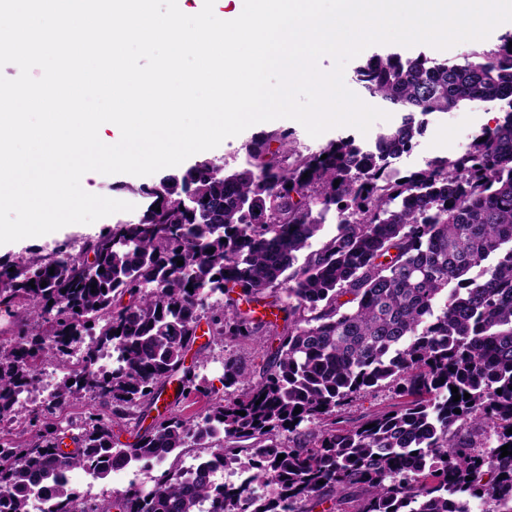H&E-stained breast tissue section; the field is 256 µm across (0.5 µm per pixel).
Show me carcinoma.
I'll return each instance as SVG.
<instances>
[{
    "label": "carcinoma",
    "mask_w": 512,
    "mask_h": 512,
    "mask_svg": "<svg viewBox=\"0 0 512 512\" xmlns=\"http://www.w3.org/2000/svg\"><path fill=\"white\" fill-rule=\"evenodd\" d=\"M511 41L453 62L374 53L353 80L399 119L370 143L338 137L303 154L289 147L291 130L262 132L241 170L223 176L224 163L206 158L180 177L124 187L151 206L85 238L76 255L0 257V312L14 327L0 342V422L27 423L24 440L0 439V512H29L36 489L45 512H81L72 471L105 479L188 448L207 449L197 467L172 466L91 512H467L475 499L498 512L512 501ZM474 100L508 110L464 151L394 167L427 116ZM188 192L191 217L179 206ZM332 211L334 233L311 249ZM215 292L222 299L208 301ZM254 304L282 312L283 324ZM203 319L213 339L254 343L266 362L255 371L228 358L224 395L182 418L173 407L210 396L196 372L206 346L186 364ZM83 343L86 363L110 348L117 367L65 372L26 407L20 396L41 365L66 367ZM171 383L167 414L132 443L114 439ZM381 391L395 403L341 417ZM87 397L96 409L56 419ZM65 437L69 452L58 448ZM228 470L236 483L219 480Z\"/></svg>",
    "instance_id": "1"
}]
</instances>
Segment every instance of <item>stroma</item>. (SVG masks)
<instances>
[{
    "label": "stroma",
    "instance_id": "35a3bbf8",
    "mask_svg": "<svg viewBox=\"0 0 512 512\" xmlns=\"http://www.w3.org/2000/svg\"><path fill=\"white\" fill-rule=\"evenodd\" d=\"M499 108L489 106L479 110L472 103H464L459 107L430 116L429 126L418 139L412 151L403 155L398 166L400 169H410L423 166L433 157L450 152L463 151L471 141L473 133L483 125L493 124L499 117ZM275 128H288L296 133L295 147L302 153L318 151L329 140L348 135L349 130L339 127L329 130L319 137L308 135L304 127L290 119H277L270 122L253 125L235 137L225 139L217 148L209 150L208 158L223 161L226 171H234L245 167L247 156L243 149L246 141L260 132ZM153 176H134L129 174L99 175L96 183L98 195L112 199L123 200L133 204L130 212H118L104 217L92 224H73L53 233L26 238L14 243L0 245V256L17 255L30 248L52 249L60 244H68L71 252H78L83 238L97 235L103 228L120 221L137 220L146 210L149 201L141 196L129 193V186H140L153 183ZM239 357L252 366H259L263 361L261 354L255 352L253 345L226 341L212 345L210 357L198 373L204 377L206 384L215 395L224 393V360L227 357Z\"/></svg>",
    "mask_w": 512,
    "mask_h": 512
}]
</instances>
